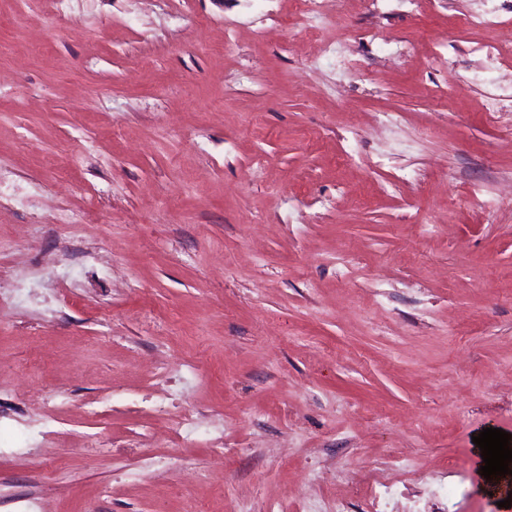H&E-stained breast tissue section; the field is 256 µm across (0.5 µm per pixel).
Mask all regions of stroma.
I'll return each mask as SVG.
<instances>
[{
  "label": "stroma",
  "mask_w": 512,
  "mask_h": 512,
  "mask_svg": "<svg viewBox=\"0 0 512 512\" xmlns=\"http://www.w3.org/2000/svg\"><path fill=\"white\" fill-rule=\"evenodd\" d=\"M293 12L0 0V512H504L512 0ZM334 2L336 16L342 13L344 3L347 0H294L295 15L304 20L307 24V34L315 41H319L325 51L335 52V47L323 42L320 36V27L318 23L324 18L326 11V2Z\"/></svg>",
  "instance_id": "35a3bbf8"
}]
</instances>
